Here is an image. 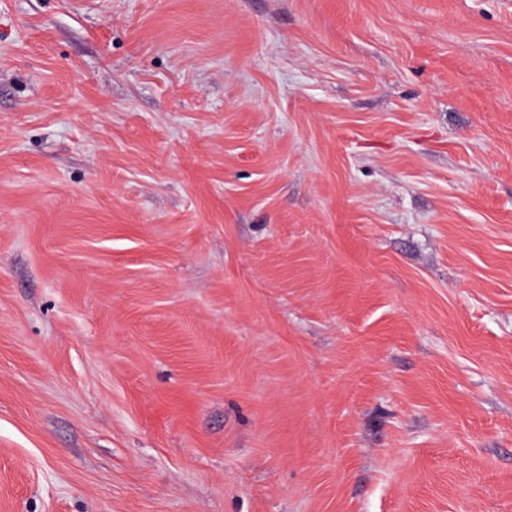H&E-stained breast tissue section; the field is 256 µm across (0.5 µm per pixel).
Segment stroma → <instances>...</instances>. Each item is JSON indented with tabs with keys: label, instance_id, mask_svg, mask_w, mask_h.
Here are the masks:
<instances>
[{
	"label": "stroma",
	"instance_id": "1",
	"mask_svg": "<svg viewBox=\"0 0 512 512\" xmlns=\"http://www.w3.org/2000/svg\"><path fill=\"white\" fill-rule=\"evenodd\" d=\"M0 512H512V0H0Z\"/></svg>",
	"mask_w": 512,
	"mask_h": 512
}]
</instances>
